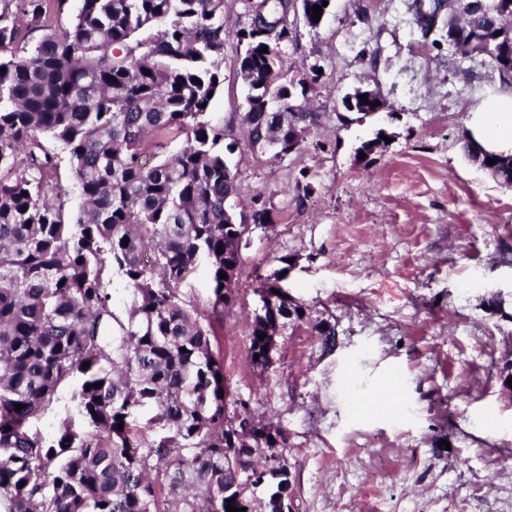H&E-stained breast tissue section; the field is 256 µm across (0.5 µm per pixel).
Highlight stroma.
Listing matches in <instances>:
<instances>
[{"mask_svg":"<svg viewBox=\"0 0 512 512\" xmlns=\"http://www.w3.org/2000/svg\"><path fill=\"white\" fill-rule=\"evenodd\" d=\"M257 2L224 0L209 109L238 143L241 201L262 195L278 215L252 232L216 325L231 396L283 431L298 512H512V186L464 152L478 104L512 84L478 60L473 78L457 72L425 45L410 0H331L315 29L293 8L279 71L296 85L320 68L307 93L318 119L276 160L240 121L236 32ZM359 87L384 111H346ZM381 131L389 143L357 160ZM283 268L303 317L260 373L247 361L257 278Z\"/></svg>","mask_w":512,"mask_h":512,"instance_id":"35a3bbf8","label":"stroma"}]
</instances>
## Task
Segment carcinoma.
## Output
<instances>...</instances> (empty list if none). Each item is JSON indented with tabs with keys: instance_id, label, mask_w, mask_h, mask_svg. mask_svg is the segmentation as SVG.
Listing matches in <instances>:
<instances>
[{
	"instance_id": "1",
	"label": "carcinoma",
	"mask_w": 512,
	"mask_h": 512,
	"mask_svg": "<svg viewBox=\"0 0 512 512\" xmlns=\"http://www.w3.org/2000/svg\"><path fill=\"white\" fill-rule=\"evenodd\" d=\"M0 1V170L9 173L0 179V512H227L229 500L247 512H279L292 487L279 451L285 438L237 400L239 426L257 428L254 440L275 453L258 462L252 449L243 459L225 452L234 433L229 389L217 380L223 365L211 343L214 322L236 299L250 234L276 222L259 195L246 211L230 204L239 184L227 155L238 143L208 118L223 84L224 0H81L67 27L50 22L52 0ZM326 2L300 0L307 26L320 25L313 7L325 15ZM289 4L261 0L238 35L249 89L242 122L251 146L276 159L301 145L316 119L302 104L277 107L309 89L288 93L294 86L277 68ZM445 6L436 0L425 10L413 0L422 36ZM446 7L448 49L463 61L492 58L511 81L512 0H496L492 11L472 0L466 14ZM31 26L45 33L28 49ZM360 95L346 96L344 108L375 112L378 97L364 103ZM166 136L184 142L162 159ZM58 148L82 198L73 222ZM464 149L512 185L511 157L472 140ZM203 260L213 283L205 319L178 294ZM108 268L132 292L125 318L113 309ZM281 280L275 273L255 289L247 359L261 372L270 338L302 318ZM76 377L86 427L64 421L51 437L31 431ZM144 407L153 411L147 427L165 435L150 440L132 425Z\"/></svg>"
}]
</instances>
